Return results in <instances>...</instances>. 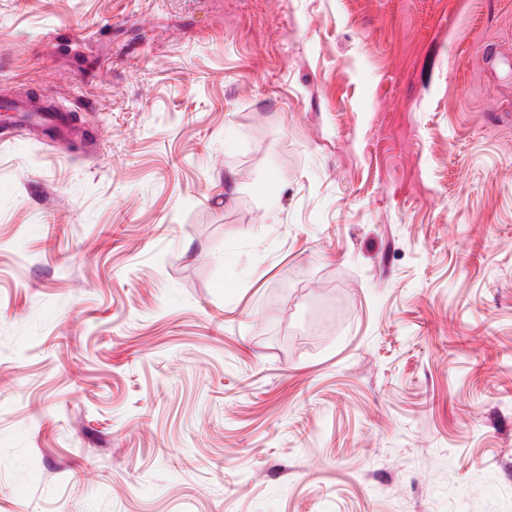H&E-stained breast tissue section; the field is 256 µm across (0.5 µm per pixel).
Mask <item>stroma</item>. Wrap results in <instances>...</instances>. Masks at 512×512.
<instances>
[{"label":"stroma","mask_w":512,"mask_h":512,"mask_svg":"<svg viewBox=\"0 0 512 512\" xmlns=\"http://www.w3.org/2000/svg\"><path fill=\"white\" fill-rule=\"evenodd\" d=\"M0 512H512V0H0ZM17 117L20 122H40L52 127L58 135L64 134L67 130L57 123L54 115L49 112H42L36 105L30 104L24 107H16Z\"/></svg>","instance_id":"obj_1"}]
</instances>
